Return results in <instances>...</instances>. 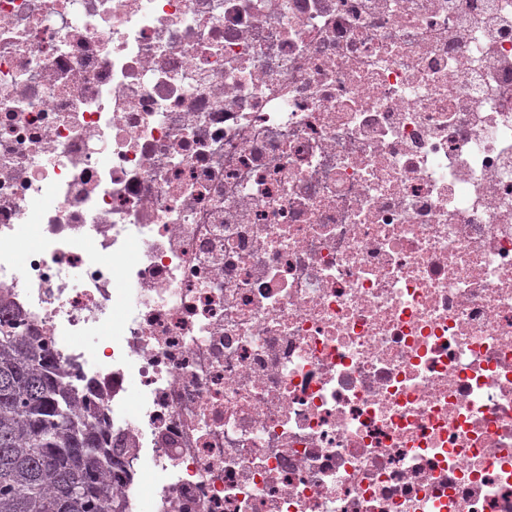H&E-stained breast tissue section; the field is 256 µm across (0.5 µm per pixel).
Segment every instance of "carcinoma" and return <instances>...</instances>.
<instances>
[{
  "instance_id": "carcinoma-1",
  "label": "carcinoma",
  "mask_w": 512,
  "mask_h": 512,
  "mask_svg": "<svg viewBox=\"0 0 512 512\" xmlns=\"http://www.w3.org/2000/svg\"><path fill=\"white\" fill-rule=\"evenodd\" d=\"M0 512H123L95 409H78L46 344L0 297Z\"/></svg>"
}]
</instances>
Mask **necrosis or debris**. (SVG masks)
I'll return each instance as SVG.
<instances>
[{
	"label": "necrosis or debris",
	"mask_w": 512,
	"mask_h": 512,
	"mask_svg": "<svg viewBox=\"0 0 512 512\" xmlns=\"http://www.w3.org/2000/svg\"><path fill=\"white\" fill-rule=\"evenodd\" d=\"M0 291L125 512H512V0H0Z\"/></svg>",
	"instance_id": "1"
}]
</instances>
